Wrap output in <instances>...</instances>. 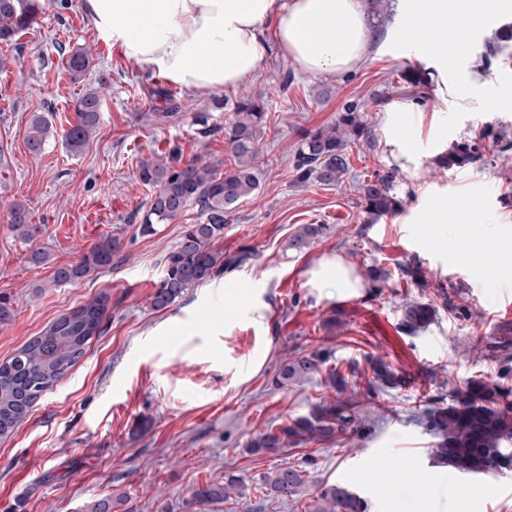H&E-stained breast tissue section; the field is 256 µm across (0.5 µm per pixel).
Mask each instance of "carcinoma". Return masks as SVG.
<instances>
[{"instance_id": "carcinoma-1", "label": "carcinoma", "mask_w": 512, "mask_h": 512, "mask_svg": "<svg viewBox=\"0 0 512 512\" xmlns=\"http://www.w3.org/2000/svg\"><path fill=\"white\" fill-rule=\"evenodd\" d=\"M41 10L39 0H0V42L11 44L27 30ZM88 51L71 55L66 68L75 82L84 79L91 69ZM101 91L88 89L75 104V124L67 140L73 150L80 149L99 129ZM266 104L242 96L234 106L231 123L224 126V139L233 157L230 169L220 173L210 164L194 159L180 162L175 156L159 155L139 164V178L156 192L142 217L141 230L154 231V225L177 218L188 206L198 210L199 221L184 226L181 239L164 263L162 278L154 292L152 307L162 310L184 293L248 259L245 251L224 256L215 241L224 237V227L236 204L258 187L252 162L266 124ZM53 136L52 123L44 116L30 122L25 140L30 152H42ZM373 143L365 116L353 105L339 113L336 123L303 134L294 161L295 178L300 183L334 186L349 169L348 142ZM478 158L475 144L468 140L453 144L445 155L447 167L462 165ZM399 171L390 167L374 173L361 183L359 190L366 212L375 217L388 215L402 207L394 193ZM11 229L21 240L30 241L40 233L32 223L28 207L16 202L11 208ZM321 224H305L288 240L291 249H302L320 235ZM120 250L115 237L99 239L80 260L58 267L50 283L53 286L76 283L89 273L112 266ZM109 309V296L100 294L55 320L40 336L24 344L12 357L0 362V439L11 437L26 419L33 403L53 388L85 354L90 341L103 333ZM435 309L430 304L409 303L405 306L401 326L413 332L428 325ZM324 358L317 354L295 356L285 364L283 379L304 376L318 370ZM363 410L357 394L329 404H319L308 416L288 419L276 431L255 439L254 450L276 453L288 445L323 444L354 432L362 422ZM422 423L436 437L430 458L467 473H482L512 464V386L503 383L471 382L455 389L450 398L435 397L423 410ZM265 488L276 496H295L305 484L303 470L292 466L263 476ZM243 495L242 479L230 476L227 482L194 492L197 499H229L231 491ZM310 512H365L363 501L338 485H328L311 504Z\"/></svg>"}]
</instances>
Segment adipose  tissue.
Wrapping results in <instances>:
<instances>
[{
	"label": "adipose tissue",
	"mask_w": 512,
	"mask_h": 512,
	"mask_svg": "<svg viewBox=\"0 0 512 512\" xmlns=\"http://www.w3.org/2000/svg\"><path fill=\"white\" fill-rule=\"evenodd\" d=\"M83 9L105 43L197 91L233 88L257 72L268 19L278 21L280 49L314 74L360 63L376 23L362 0H83ZM410 13L402 39L408 52L457 40L461 26L480 25L488 15L472 0H410ZM308 284L343 296L360 288L337 256L324 259Z\"/></svg>",
	"instance_id": "1"
}]
</instances>
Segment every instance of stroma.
<instances>
[{
	"label": "stroma",
	"instance_id": "stroma-1",
	"mask_svg": "<svg viewBox=\"0 0 512 512\" xmlns=\"http://www.w3.org/2000/svg\"><path fill=\"white\" fill-rule=\"evenodd\" d=\"M43 10L17 44L0 43V293L15 317L0 326V361L58 317L110 295L105 331L69 373L34 404L13 437L0 441V512H308L323 486L357 492L367 512H512V466L466 474L431 464L434 436L416 419L429 398L473 380H505L512 368L493 357L498 336L512 333V261L482 251L488 236L512 235V44L498 54L506 23L469 28L463 48L404 51L407 0H378L366 60L344 72L311 74L281 51L277 22L264 24L266 52L256 75L237 87L203 92L181 87L107 46L83 0H41ZM90 49L93 66L71 82L66 62ZM421 69L429 84L409 91L403 70ZM293 76L281 89L283 73ZM105 84L96 135L71 150L65 135L86 88ZM263 99L265 133L254 162L259 185L233 209L220 248L253 257L188 290L171 306L151 305L165 255L195 207L142 234L153 187L138 176L155 154L179 153L230 167L224 127L240 95ZM363 112L373 144L348 149L351 170L333 187L296 181L294 156L304 131L334 124L346 105ZM46 116L54 135L32 154L25 131ZM476 139L479 160L445 168L456 141ZM398 168L393 214L374 218L359 203L364 177ZM30 209L40 234L30 242L10 227L13 203ZM305 224L324 230L307 248L287 242ZM121 249L110 267L77 283L49 287L55 267L73 264L98 239ZM49 254L35 264V250ZM476 260H465L470 250ZM342 256L363 277L357 295L339 297L307 284L326 257ZM388 272L384 281L367 270ZM248 282L228 299V285ZM43 285L34 293V285ZM432 305L425 329L401 328L406 303ZM262 306L263 325L254 322ZM205 331H198L199 320ZM268 357L253 369L251 355ZM321 352L319 371L282 381L295 352ZM383 363L405 384L372 387ZM340 369L361 395L357 432L326 444L254 452L251 440L337 399L327 381ZM286 466L306 472L303 491L272 496L264 474ZM245 480L243 496L193 500L195 490Z\"/></svg>",
	"mask_w": 512,
	"mask_h": 512
}]
</instances>
